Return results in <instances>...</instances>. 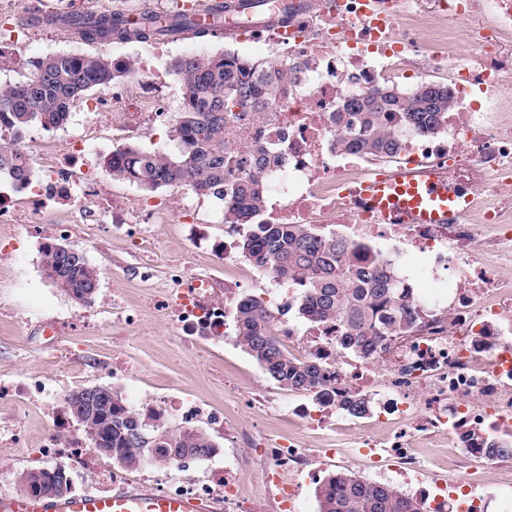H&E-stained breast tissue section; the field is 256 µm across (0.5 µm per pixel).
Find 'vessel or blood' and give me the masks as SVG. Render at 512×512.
Segmentation results:
<instances>
[{
	"mask_svg": "<svg viewBox=\"0 0 512 512\" xmlns=\"http://www.w3.org/2000/svg\"><path fill=\"white\" fill-rule=\"evenodd\" d=\"M359 197L382 218L400 224H449L470 211L474 190L449 185L433 168L398 165L365 180ZM0 512H219L216 502L147 487L87 490L64 498L0 492Z\"/></svg>",
	"mask_w": 512,
	"mask_h": 512,
	"instance_id": "1",
	"label": "vessel or blood"
}]
</instances>
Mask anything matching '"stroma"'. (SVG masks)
Instances as JSON below:
<instances>
[{"mask_svg": "<svg viewBox=\"0 0 512 512\" xmlns=\"http://www.w3.org/2000/svg\"><path fill=\"white\" fill-rule=\"evenodd\" d=\"M33 9L25 0H17L13 21L27 28L29 40L21 46L10 68L0 69V87L22 81L34 62L41 57L58 53H97L116 58L128 53L141 54L146 70L135 76L117 78L124 89L123 101L117 102L119 112H150L151 103L146 88L158 82L163 86L170 114L179 112L184 89L171 72L172 62L181 56L195 53L236 51L240 45L232 38L196 39L183 37L158 43L110 42L88 43L66 32L61 26L31 25ZM98 91H90L70 108L68 122L52 131L35 129L24 143L25 150L42 163L61 158L74 134H87L93 146L84 163L94 175H101V156L137 144L144 148L169 154L177 146L168 138L167 122L145 128L134 138L124 137L114 130L112 122L93 110ZM187 202L193 204V224L181 222L177 212L165 210L157 221L161 230L157 239L146 240L141 249H134L124 237L113 234L105 224L86 228L83 233L63 239L56 235L55 225L73 223L76 206L68 200L50 202L40 223L21 227L0 224V385H22L34 381L44 388L41 395L18 401L10 396L0 397V491L17 492L18 475L31 468L46 466L39 454L42 443L53 435L78 433L79 428L68 415L65 395L75 389L97 384L116 387L127 403L146 398L175 400L189 397L202 407L215 411L224 409V379L236 377L242 398H249L255 389H262L272 398L297 402L296 393L281 389L268 379L259 366L239 348L232 345L212 346L198 339L180 345L169 316L150 307L155 281H142L132 270L142 262L155 268L157 279L164 278L169 266L188 258L194 243L193 229H200L210 241L224 242V225L220 201L202 198L184 190ZM65 242L86 255L99 272V288L91 304L82 305L47 281L41 271L44 244ZM121 303L137 313L136 323L125 335L112 333V302ZM62 325L61 336L44 335L43 325ZM125 360L133 368L130 375L114 374L112 364ZM352 434L343 430L327 440V447L336 449L333 465L322 466L305 479L301 512H318L315 489L332 470L355 473L365 479L392 472L395 462L390 458L372 459L370 454L352 453L346 445ZM84 463L75 467L67 458H60L73 481L75 490L112 487L114 466L111 460L85 448ZM434 460L425 473L423 485L450 483L466 485L470 471H482V462L471 468L455 466L459 449L440 442L427 449ZM223 454L204 459H189L182 466H153L149 471L125 473L124 480L132 485L143 482L151 474L155 482L167 483L190 476H200L222 467Z\"/></svg>", "mask_w": 512, "mask_h": 512, "instance_id": "stroma-1", "label": "stroma"}]
</instances>
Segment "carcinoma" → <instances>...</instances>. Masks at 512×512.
<instances>
[{
  "instance_id": "obj_1",
  "label": "carcinoma",
  "mask_w": 512,
  "mask_h": 512,
  "mask_svg": "<svg viewBox=\"0 0 512 512\" xmlns=\"http://www.w3.org/2000/svg\"><path fill=\"white\" fill-rule=\"evenodd\" d=\"M69 31L93 43L160 42L193 28L187 12L144 11L134 21L122 12L86 13L62 19ZM172 72L185 89L169 136L178 152L167 155L136 146L115 150L101 160L114 180L129 181L144 192L185 185L197 195L224 203V223L240 224L235 248L262 270L296 283L301 288L297 312L310 324L337 319L338 347L357 356L385 335L402 333L415 322L409 289L395 265L377 259L361 262L357 248L334 232L303 224H270L263 211L268 191L261 173L263 159L244 167L230 147L228 135L261 119L270 111L284 80L276 60H250L232 52L185 55L175 59ZM130 71L124 63L93 53H56L34 64L20 83L0 87V171L5 169L16 188L31 183L32 171L20 142L34 128L61 127L70 105L92 88H104ZM448 112V86L421 85L412 92L386 86L371 96L351 98L337 121L345 127L347 144L357 153L395 158L402 150L400 125L419 134H433ZM46 278L76 302L99 283V273L84 257L62 255L46 245L42 250ZM238 344L278 385L301 392L321 385L316 363L289 358L274 334L271 315L259 295L244 298L237 309ZM65 403L72 417L83 420L89 442L109 437L112 463L125 470L163 465L187 454H209L213 440L203 432L169 431L158 414L145 428L144 415L131 410L118 391L99 403L89 415L71 392ZM336 408L364 415L369 400L351 399ZM483 457L512 458V444L479 448ZM20 490L36 486L40 494L62 496L57 470L34 468L17 477ZM318 512H424V504L399 489L372 483L347 472L329 475L317 488Z\"/></svg>"
}]
</instances>
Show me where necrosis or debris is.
I'll return each instance as SVG.
<instances>
[{
    "label": "necrosis or debris",
    "mask_w": 512,
    "mask_h": 512,
    "mask_svg": "<svg viewBox=\"0 0 512 512\" xmlns=\"http://www.w3.org/2000/svg\"><path fill=\"white\" fill-rule=\"evenodd\" d=\"M460 19L471 22L464 56L452 51L453 32L445 27ZM289 26L294 33L279 47L281 60L303 68L288 72L268 122L231 138L230 145L261 139L270 159L266 221L333 231L363 244L361 260L404 265L418 317L409 335L383 337L366 356L349 358L336 345L337 322L304 330L294 323L292 283H282L269 311L288 356L322 363L323 389L332 398H379L377 423L358 427L351 445L396 459L397 478L415 485L421 498L430 464L424 449L444 439L470 447L472 432L487 442L512 443V275L503 272L512 264V194L506 189L512 117L504 116L499 99L500 87L512 82V0H321L315 11L294 14ZM440 63L453 74L448 114L434 134L403 130L402 157L473 185L488 227L482 236L466 220L387 224L347 194L382 169L346 148L337 112L350 97L389 84L417 87ZM71 141L67 158L41 167L28 211L0 199V223L27 224L50 199L65 196L79 205L78 220L66 232L93 222L111 225L135 246L155 236L159 205L109 199L100 180L80 165L89 151L86 136ZM190 275L188 266L176 265L155 290L154 307L171 315L179 336L230 341L241 283L205 276L189 294L183 284ZM224 391L231 407L243 403L265 415L290 410L311 440L249 431L229 417L207 414L191 399L177 400L173 407L183 419L205 416L223 430L224 468L170 484L168 493L220 501L224 512H257L244 491L240 458L248 450L257 456L254 477L271 490L278 512H299V476L335 454L318 443L339 428L335 405L315 402L310 392L290 408L260 393L244 400L233 377L225 379Z\"/></svg>",
    "instance_id": "necrosis-or-debris-1"
}]
</instances>
